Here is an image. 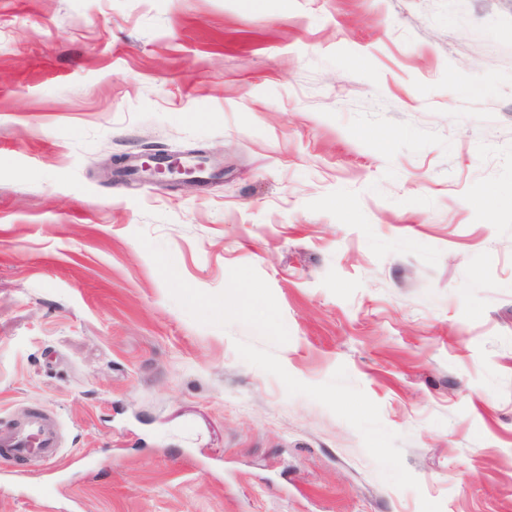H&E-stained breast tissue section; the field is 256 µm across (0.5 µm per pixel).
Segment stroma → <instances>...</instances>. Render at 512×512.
I'll return each mask as SVG.
<instances>
[{
  "instance_id": "35a3bbf8",
  "label": "stroma",
  "mask_w": 512,
  "mask_h": 512,
  "mask_svg": "<svg viewBox=\"0 0 512 512\" xmlns=\"http://www.w3.org/2000/svg\"><path fill=\"white\" fill-rule=\"evenodd\" d=\"M208 149L217 177L112 157ZM0 512H512V0H0ZM61 423L59 418L45 409H31L25 419L0 429V457L28 459L39 456L45 463L43 471L47 479L38 483L40 498L52 497L57 492L53 479L60 470Z\"/></svg>"
}]
</instances>
